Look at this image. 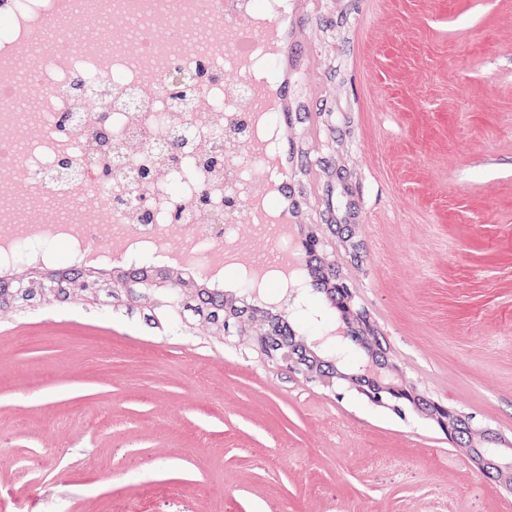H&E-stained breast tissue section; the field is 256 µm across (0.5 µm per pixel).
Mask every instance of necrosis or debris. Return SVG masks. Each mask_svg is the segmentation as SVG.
I'll return each mask as SVG.
<instances>
[{
	"mask_svg": "<svg viewBox=\"0 0 512 512\" xmlns=\"http://www.w3.org/2000/svg\"><path fill=\"white\" fill-rule=\"evenodd\" d=\"M140 4L150 26L137 36L136 50L117 45L106 52L83 44L72 48L66 59L36 61L39 128L21 157L1 130L19 129L23 115L15 109L11 85L0 84V171L13 172L24 196H49L65 206L83 202L94 215L93 223L84 226L52 221L30 225L21 239L31 244L34 264H78L92 252L105 264L116 252H161L173 232L184 242L180 257L185 263L220 273L234 222L226 199L248 208L261 223L278 222L282 215L273 191L278 171L270 164L273 113L267 107L246 109L242 103L270 81L275 58L265 35L284 15L286 0H191L183 12L172 10L170 0ZM161 24L169 34L160 39L151 29ZM212 24L224 25V48L198 50L195 31ZM177 71L196 79L187 112L170 99L168 81ZM228 72L238 73V81L226 84ZM76 78L89 86H108L116 95L129 90L136 95L126 110L108 113L111 153L95 151L85 135L70 131L65 122L70 115L76 123L96 125V114L80 112L73 99L60 92ZM219 141L229 161L216 170L205 153ZM61 158L83 178L46 188L45 179ZM105 166L112 169L108 182L95 177L96 169ZM202 193L209 200L203 214L196 209ZM143 200L153 203L148 222L134 207ZM200 241L210 246L207 257L194 249Z\"/></svg>",
	"mask_w": 512,
	"mask_h": 512,
	"instance_id": "4bbe7bcc",
	"label": "necrosis or debris"
}]
</instances>
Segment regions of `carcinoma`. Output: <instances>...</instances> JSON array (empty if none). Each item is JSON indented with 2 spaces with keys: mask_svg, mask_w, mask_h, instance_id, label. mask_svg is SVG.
I'll list each match as a JSON object with an SVG mask.
<instances>
[{
  "mask_svg": "<svg viewBox=\"0 0 512 512\" xmlns=\"http://www.w3.org/2000/svg\"><path fill=\"white\" fill-rule=\"evenodd\" d=\"M323 227L309 224L302 239L307 258V275L318 294L319 307L348 325L349 336L359 346L358 358L342 360L344 352L334 346H315L306 338L307 326L296 322L287 310L270 308L250 302L240 293H226L222 288H199L182 281L170 270L114 269L108 273L67 264L63 277L51 270L28 267L29 277L15 275L0 279V309L11 312L34 311L51 302L55 305L76 304L81 294L70 288L71 281L85 283L90 294L103 281L149 283L161 281L165 288H144L145 296H137L119 288L99 295L100 305L142 319L157 329L178 327L193 321H203L230 339L246 340L249 348L269 361H281L290 368L316 378H329L337 385L350 389L373 403L386 404L396 411L406 406L416 407L449 426V436L466 444L471 461L489 458L496 449L488 448L475 436L471 417L448 413L443 405L424 399L413 388L391 383L386 376L363 368L373 360L382 368L391 365L390 350L379 336L370 312L350 299L351 282L336 272L327 262L323 245Z\"/></svg>",
  "mask_w": 512,
  "mask_h": 512,
  "instance_id": "1",
  "label": "carcinoma"
}]
</instances>
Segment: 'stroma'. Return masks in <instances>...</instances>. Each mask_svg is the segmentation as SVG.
<instances>
[{
  "instance_id": "1",
  "label": "stroma",
  "mask_w": 512,
  "mask_h": 512,
  "mask_svg": "<svg viewBox=\"0 0 512 512\" xmlns=\"http://www.w3.org/2000/svg\"><path fill=\"white\" fill-rule=\"evenodd\" d=\"M297 224L396 376L512 441V0H292ZM243 259L280 252L244 210ZM0 512H512L417 410L241 341L74 307L0 319Z\"/></svg>"
}]
</instances>
